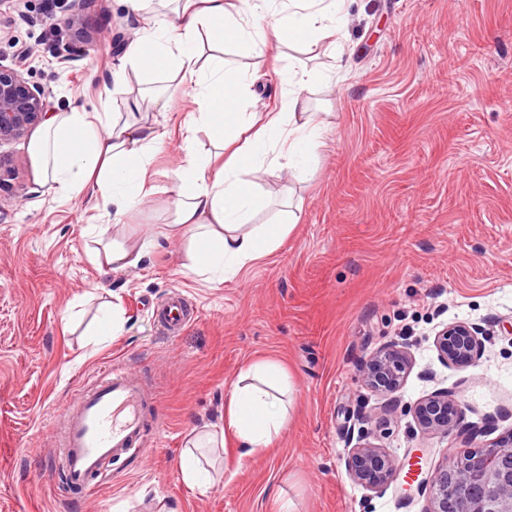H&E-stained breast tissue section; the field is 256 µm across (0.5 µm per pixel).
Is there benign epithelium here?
Returning a JSON list of instances; mask_svg holds the SVG:
<instances>
[{
  "label": "benign epithelium",
  "mask_w": 512,
  "mask_h": 512,
  "mask_svg": "<svg viewBox=\"0 0 512 512\" xmlns=\"http://www.w3.org/2000/svg\"><path fill=\"white\" fill-rule=\"evenodd\" d=\"M70 36L85 39L87 23L72 12L62 19ZM48 93L30 85L22 67L0 65V145L20 140L49 116ZM480 329L456 322L435 337L441 360L460 369L475 365L482 350ZM411 361L408 347L391 344L374 352L362 365L360 380L379 394H393L403 386ZM422 433L444 437L456 427L458 407L446 393L419 402L414 411ZM347 473L374 491L395 479L399 463L384 450L358 444L350 449ZM430 506L426 512H512V433L492 445L440 465L429 479Z\"/></svg>",
  "instance_id": "benign-epithelium-1"
}]
</instances>
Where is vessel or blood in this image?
Listing matches in <instances>:
<instances>
[{
	"label": "vessel or blood",
	"mask_w": 512,
	"mask_h": 512,
	"mask_svg": "<svg viewBox=\"0 0 512 512\" xmlns=\"http://www.w3.org/2000/svg\"><path fill=\"white\" fill-rule=\"evenodd\" d=\"M164 330L177 334L191 318L184 303L171 299L157 310ZM149 396L123 368L105 369L82 389L64 425L56 465L71 485L92 493L105 478L104 464L138 452L147 422Z\"/></svg>",
	"instance_id": "b4317fda"
}]
</instances>
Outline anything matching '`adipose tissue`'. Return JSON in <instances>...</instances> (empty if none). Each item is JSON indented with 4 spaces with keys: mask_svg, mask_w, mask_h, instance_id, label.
I'll use <instances>...</instances> for the list:
<instances>
[{
    "mask_svg": "<svg viewBox=\"0 0 512 512\" xmlns=\"http://www.w3.org/2000/svg\"><path fill=\"white\" fill-rule=\"evenodd\" d=\"M143 15L139 28L112 70L122 82L127 66L168 68L173 87L192 88L197 109L181 125L185 162L174 173L173 219L166 239L183 240L186 269L212 283L238 277L253 262L276 252L299 221L300 208L283 201L272 223H255L267 206L246 175L263 168L310 167L322 145L323 124L307 111L302 93L310 76L289 74L285 101L277 112H245L242 94L252 75L213 53L196 60L205 34L235 45L281 46L314 37L337 39L347 0H184L170 17L157 18L154 0H125ZM206 131L223 158L196 151V134ZM167 133L115 112H59L48 118L31 151L47 193L62 198H101L112 208L113 224L152 194L149 166ZM289 384L277 361L248 364L235 383L220 434L198 435L197 444L234 442L239 456L269 448L288 426L280 398Z\"/></svg>",
    "mask_w": 512,
    "mask_h": 512,
    "instance_id": "adipose-tissue-1",
    "label": "adipose tissue"
}]
</instances>
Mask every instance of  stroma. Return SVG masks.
I'll list each match as a JSON object with an SVG mask.
<instances>
[{
	"label": "stroma",
	"mask_w": 512,
	"mask_h": 512,
	"mask_svg": "<svg viewBox=\"0 0 512 512\" xmlns=\"http://www.w3.org/2000/svg\"><path fill=\"white\" fill-rule=\"evenodd\" d=\"M81 10L90 27L74 61L60 63L57 25ZM343 37L224 54L263 77L243 102L275 112L288 68L322 78L303 92L326 125L313 169H269L253 180L273 205L302 203L282 246L236 280L191 274L184 246L161 237L181 165L180 124L191 88L154 109L169 73L109 74L143 21L119 0H0V65L29 49L24 76L54 111L120 112L169 133L151 164L153 195L112 227L111 207L44 191L31 138L0 146L15 161L0 183V512H427L428 494L400 483L374 492L352 481V430L397 462L423 469L512 433V0H351ZM155 242L137 266H98V227ZM183 295L191 323L169 336L154 307ZM124 321L99 335L102 309ZM463 321L480 328L476 367L442 362L434 339ZM408 344L403 387L383 396L359 369L374 351ZM259 359L288 371V429L244 458L203 449L205 487L188 486L189 440L224 426L228 395ZM109 364L126 366L152 395L141 451L113 461L93 496L64 488L54 465L66 414ZM444 391L476 438L421 434L416 404Z\"/></svg>",
	"instance_id": "obj_1"
}]
</instances>
